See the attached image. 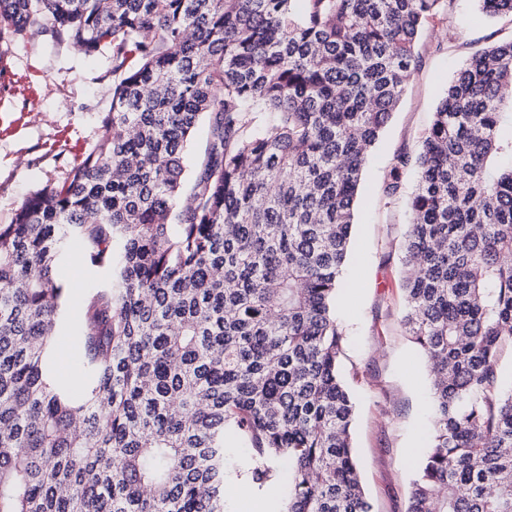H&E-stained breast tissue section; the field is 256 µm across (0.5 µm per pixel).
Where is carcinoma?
<instances>
[{
  "instance_id": "carcinoma-1",
  "label": "carcinoma",
  "mask_w": 512,
  "mask_h": 512,
  "mask_svg": "<svg viewBox=\"0 0 512 512\" xmlns=\"http://www.w3.org/2000/svg\"><path fill=\"white\" fill-rule=\"evenodd\" d=\"M450 2L0 0L1 42L112 52L96 145L0 224V512H229L227 481L282 486L278 512H371L334 302L367 155ZM411 167L403 324L440 376L408 512H512V36L457 71L386 196ZM75 239L111 272L79 400L50 358ZM209 137L210 134L208 122L204 120L199 124L195 132L192 144L190 146L189 153L191 157V166L188 168L187 171L188 186H190V184L193 182L196 173L200 168V164L206 157V152L209 145Z\"/></svg>"
}]
</instances>
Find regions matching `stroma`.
Returning a JSON list of instances; mask_svg holds the SVG:
<instances>
[{
  "instance_id": "obj_1",
  "label": "stroma",
  "mask_w": 512,
  "mask_h": 512,
  "mask_svg": "<svg viewBox=\"0 0 512 512\" xmlns=\"http://www.w3.org/2000/svg\"><path fill=\"white\" fill-rule=\"evenodd\" d=\"M511 35L512 22L485 16L478 0H452L447 23L424 29L429 50L368 156L335 315L344 333L342 374L356 400L353 446L372 512H408L431 427L430 377L402 322V257L417 173H404L396 197L383 193V182L398 153L418 150L456 71L477 50ZM111 103L110 53L86 56L46 32L0 50V224L92 150ZM63 274L68 304L53 368L57 382L78 394L82 301L107 274L87 266L78 249Z\"/></svg>"
}]
</instances>
